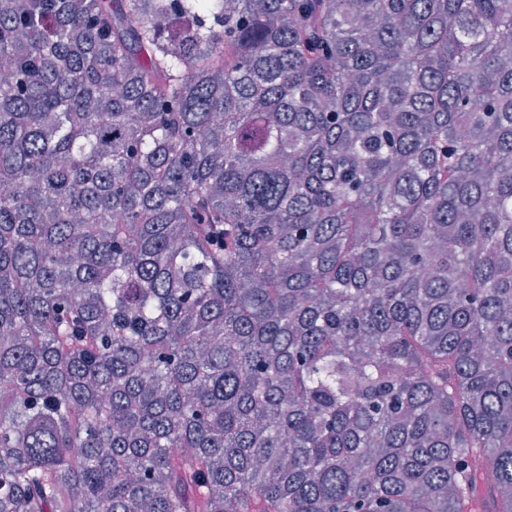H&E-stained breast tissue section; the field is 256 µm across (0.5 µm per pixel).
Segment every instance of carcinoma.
<instances>
[{"instance_id": "cac0c4a2", "label": "carcinoma", "mask_w": 512, "mask_h": 512, "mask_svg": "<svg viewBox=\"0 0 512 512\" xmlns=\"http://www.w3.org/2000/svg\"><path fill=\"white\" fill-rule=\"evenodd\" d=\"M0 73V512H512V0H0Z\"/></svg>"}]
</instances>
